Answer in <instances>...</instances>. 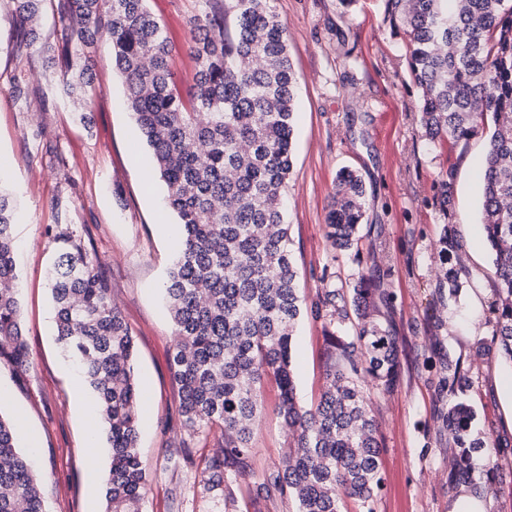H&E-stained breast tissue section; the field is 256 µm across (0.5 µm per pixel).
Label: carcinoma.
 Wrapping results in <instances>:
<instances>
[{"mask_svg":"<svg viewBox=\"0 0 512 512\" xmlns=\"http://www.w3.org/2000/svg\"><path fill=\"white\" fill-rule=\"evenodd\" d=\"M17 22L40 44L42 65L58 78L78 112L96 95L92 47L101 34L140 137L166 186L168 207L184 228L163 293L177 341L171 370L185 424L193 434L220 430L221 443L206 466V490L229 489L253 453V420L263 378L280 389L278 414L290 440L288 458L268 473L256 494H288L298 512H340L352 499L375 512L383 489L377 423L368 386L388 392L398 382L392 329L373 314L375 294L364 279L326 288L312 303L328 324L350 323L352 333L330 332L334 361L319 402L306 409L295 396L292 341L306 305L288 249L283 189L291 168L296 77L285 24L273 0H233L235 26L224 29L218 0H201L191 19L193 84L179 90L170 41L147 0H52L60 37L42 40L37 21L44 0H11ZM387 19L406 40L410 75L420 89L421 135L453 148L483 131L482 226L493 255L495 300L491 339L512 364V0H386ZM359 175L342 168L326 216L327 238L350 249L364 211ZM16 206L0 188V360L26 373L32 360L21 326L12 228ZM65 241L49 273L56 339L95 394L110 450L104 512H142L148 475L138 450L140 391L131 332L98 259L78 236ZM462 244L450 232L439 241L442 267L437 299L459 290L448 261ZM456 452L448 457V486L469 485L479 497L494 493L503 471L472 434L475 410L467 392L474 373L447 356L432 380ZM0 512H46L40 482L17 446L14 425L0 415Z\"/></svg>","mask_w":512,"mask_h":512,"instance_id":"1","label":"carcinoma"}]
</instances>
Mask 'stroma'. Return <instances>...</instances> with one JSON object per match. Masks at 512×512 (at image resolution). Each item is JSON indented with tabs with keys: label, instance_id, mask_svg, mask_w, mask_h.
<instances>
[{
	"label": "stroma",
	"instance_id": "35a3bbf8",
	"mask_svg": "<svg viewBox=\"0 0 512 512\" xmlns=\"http://www.w3.org/2000/svg\"><path fill=\"white\" fill-rule=\"evenodd\" d=\"M288 27L297 81L292 168L285 186L289 250L299 289L314 301L326 288L348 286L375 270L393 292L382 320L398 338L399 382L373 391L384 490L376 512H455L460 490L448 488L453 443L437 418L431 360L451 354L479 377L469 396L476 431L489 448H512V366L497 349L477 351L476 330H487L493 288L492 255L480 226L477 172L486 149L476 137L440 148L422 137L416 119L419 92L408 72L402 38L384 20V0H359L346 12L339 0H274ZM164 24L176 80H193L188 47L198 0H148ZM97 94L86 120L42 72L37 46L0 0V186L17 203L13 226L24 339L33 366L24 374L0 363V416L25 419L19 448H35L47 512H103L110 453L105 431H94L87 408L94 400L55 336L47 272L59 246L58 226L76 231L97 256L112 300L131 330L142 390L139 451L148 474L143 512H224V493L204 491L206 461L218 431L191 437L171 371L174 326L163 284L181 227L166 204L154 169L124 103L112 66V44L99 39L94 54ZM30 89L29 106L12 94L16 81ZM356 171L365 186L358 244L333 250L325 217L340 168ZM452 170L453 197L441 210L437 180ZM451 230L463 245L458 296L433 303L441 267L439 238ZM325 320L304 312L292 344L296 398L314 407L333 360ZM263 406L253 431V456L234 483V512H296L288 496H256L269 469L280 465L287 432L276 408L274 377L262 384ZM96 442L97 458L87 444ZM193 450L184 461L183 447Z\"/></svg>",
	"mask_w": 512,
	"mask_h": 512
}]
</instances>
